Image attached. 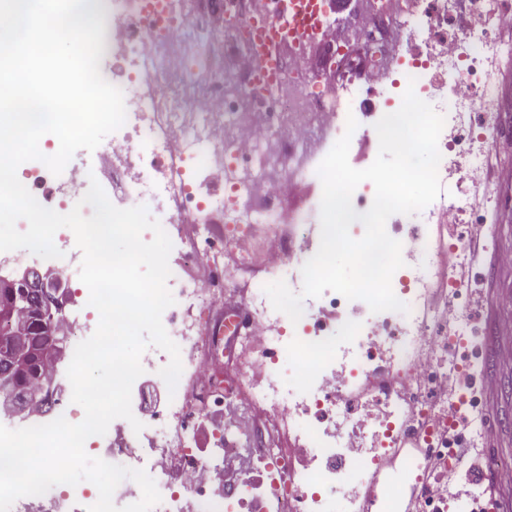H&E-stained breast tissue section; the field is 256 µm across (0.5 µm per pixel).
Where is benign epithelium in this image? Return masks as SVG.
<instances>
[{
    "label": "benign epithelium",
    "instance_id": "obj_1",
    "mask_svg": "<svg viewBox=\"0 0 512 512\" xmlns=\"http://www.w3.org/2000/svg\"><path fill=\"white\" fill-rule=\"evenodd\" d=\"M70 285L64 272L54 268L26 267L6 274L0 273V360L8 367L0 373V412L8 415H28L40 409L53 393L51 378L42 374L30 376L36 360L57 364L65 355L66 337L53 336L50 343L34 355L29 348V336L46 325L47 314L65 307L63 298ZM54 296L46 306L32 304L31 292Z\"/></svg>",
    "mask_w": 512,
    "mask_h": 512
}]
</instances>
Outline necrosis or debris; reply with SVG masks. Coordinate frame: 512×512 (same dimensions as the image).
Segmentation results:
<instances>
[{"mask_svg": "<svg viewBox=\"0 0 512 512\" xmlns=\"http://www.w3.org/2000/svg\"><path fill=\"white\" fill-rule=\"evenodd\" d=\"M251 0H126L105 23L121 78L126 119L102 153L126 200H146L180 253L207 267L202 281L172 267L167 285L175 303L165 328L180 347L182 373L173 399L143 418L141 431L118 418L87 453L153 478L161 501L152 512H333L340 492L349 512H485L483 489L449 504L447 474L461 464L460 448L490 437L481 409L486 380L480 350L485 332L469 314L478 281L460 282L442 252L462 253L468 227L497 215L480 199L489 155L512 150L499 122V62L512 55V0H366L337 34L324 23L319 56L285 53L283 80L273 93L258 89L259 48ZM414 45L400 53L397 36ZM208 51L211 68L191 67ZM341 81L332 96L315 91L324 64ZM444 116L438 140L442 192L423 211L396 214L388 234L401 241L403 268L392 278L409 314L372 313L366 302L328 291L303 302L298 322L276 311L263 287L268 278L303 286L301 269L321 239L317 168L348 118L355 137L375 136L376 123L400 108V76ZM72 157L63 180L47 167L23 169L21 183L57 213L89 180ZM314 192L306 206L285 210L282 197L299 182ZM453 237H445L447 222ZM297 224L301 246L279 225ZM237 308L225 310L229 297ZM230 333L245 362L265 366L223 386L213 377L219 337ZM244 407L232 424L224 404ZM293 423L306 455L295 467L289 451L262 446L233 480L224 462L254 438L261 419ZM211 426L199 450L198 423ZM98 499L86 488L55 486L53 494L18 499L11 512H85Z\"/></svg>", "mask_w": 512, "mask_h": 512, "instance_id": "4bbe7bcc", "label": "necrosis or debris"}]
</instances>
